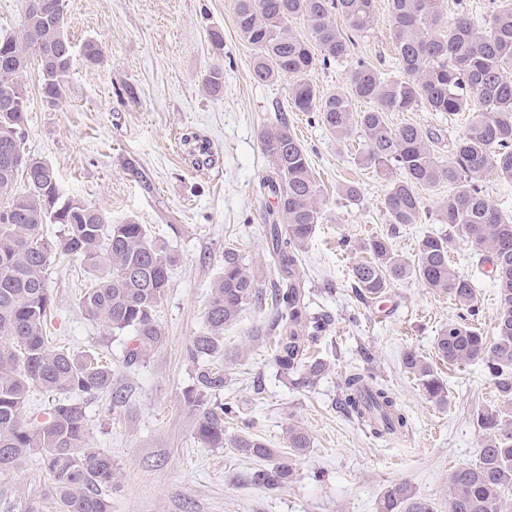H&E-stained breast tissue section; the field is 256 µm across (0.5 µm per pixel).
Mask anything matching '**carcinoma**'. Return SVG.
<instances>
[{"label":"carcinoma","mask_w":512,"mask_h":512,"mask_svg":"<svg viewBox=\"0 0 512 512\" xmlns=\"http://www.w3.org/2000/svg\"><path fill=\"white\" fill-rule=\"evenodd\" d=\"M443 4L389 0L400 76L386 79L358 57L348 72L347 90L322 93L310 74L353 57L354 35L374 25V0H235V25L252 51L254 81L288 79L292 109L316 113L339 144L355 134L364 140L360 163L386 181L381 205L392 226L419 222L421 189L444 182L454 186L440 207V221L452 232L424 237L410 261L396 252L390 237H374L363 246L368 258L352 266L351 280L365 301L386 295L393 281L409 276L448 294L463 316L441 329L435 353L450 365L483 363L498 403L476 413L481 448L451 472L445 501L419 497L398 483L383 493L379 512H506L512 495V223L480 185L489 174L512 181V79L507 76L512 71V0H497L483 28L475 27L464 12L448 23ZM338 15L349 30L337 26ZM295 17L306 23L310 38L291 29ZM32 53L40 65L42 100L55 109L64 100L75 58L65 30L64 0H26L19 32L0 36V473L36 454L49 474L59 512H112L105 492L114 478L112 456L87 447L81 400L109 389L112 369L95 353L67 352L46 336L53 305L49 265L60 253L88 268L91 283L78 307L88 320L105 324L114 334L131 333L126 359L134 365L147 362L164 342L156 313L174 257L145 225L113 224L99 209L66 195L54 167L24 151L18 138L28 112L22 81ZM202 83L211 93L220 92L223 66L206 70ZM354 99L371 107L355 112ZM419 107L450 116L470 113L462 135L448 143L449 161L439 156L440 131L411 123L393 127L387 121L389 112ZM260 144L270 166L261 187L277 199L267 228L278 275L271 291L279 328L273 363L293 387L309 389L322 378L325 364L306 360V350L327 331L331 319L308 310L300 253L322 219V195L307 149L290 131L286 115L262 130ZM19 176L28 184L24 195L13 193ZM46 224L62 226L57 239L43 235ZM455 235L493 273L500 309L489 338L473 326L479 313L474 280L450 261ZM104 258L109 270L101 275ZM259 300L256 279L242 254L224 247V270L210 293L205 328L192 345L203 364L185 400L195 411L200 443L208 448L227 445L261 461L237 481L274 490L296 479L295 457L311 447L308 432L289 425L286 452L251 434L229 438L224 423L236 409L218 400L224 391V325ZM404 367L428 399L447 402V389L427 357L410 350ZM35 389L55 401L43 416L28 419ZM341 392L344 410L374 437L408 432L406 415L372 374H346Z\"/></svg>","instance_id":"cac0c4a2"}]
</instances>
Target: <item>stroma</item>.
<instances>
[{"mask_svg":"<svg viewBox=\"0 0 512 512\" xmlns=\"http://www.w3.org/2000/svg\"><path fill=\"white\" fill-rule=\"evenodd\" d=\"M371 30L356 35L355 56L387 77L398 75L390 37L388 0H376ZM68 37L75 47L101 44L94 65L76 57L57 109L41 100L40 70L23 78L28 121L25 152L57 171L66 195L104 212L112 223L146 225L176 258L157 320L165 342L144 365H127L122 338L78 308L89 282L77 261L54 260L48 271L53 312L47 333L79 354L92 349L112 365L111 391L86 397L89 447L111 454L116 468L112 512H377L383 491L407 484L418 496L442 499L448 476L469 462L482 442L476 411L493 405L495 389L482 364L436 361L448 402L428 400L404 368L406 351L434 358V340L458 311L446 294L412 278L395 281L383 301H363L349 270L365 239L389 235L399 254L413 258L427 235L448 233L439 208L449 187L420 192L419 223L391 229L381 208L386 183L357 161L360 139L336 145L310 112L289 109V85L259 84L252 54L238 36L234 0H65ZM224 32V87L205 92L201 76L215 64L209 32ZM305 145L324 199L323 218L304 254L313 308L331 314L327 335L310 351L327 371L316 387L294 388L272 361L275 330L270 306H248L224 328V392L239 419L232 435L249 432L270 447H285L289 424L304 427L311 446L296 459L297 479L268 491L237 484L255 466L232 448H207L194 437L195 414L183 399L195 379L190 347L205 326L210 289L224 268L225 246H235L268 291L265 210L258 197L269 171L259 135L278 111ZM390 124L412 123L461 135L468 113L447 116L419 108L391 112ZM210 144L200 168V144ZM355 182L352 201L339 188ZM453 266L477 286L476 322L491 335L499 312L497 290L477 265L472 248L457 242ZM360 369L396 396L409 416L405 438L378 439L340 408L339 382ZM0 512H55L51 484L38 456L0 474Z\"/></svg>","mask_w":512,"mask_h":512,"instance_id":"1","label":"stroma"}]
</instances>
